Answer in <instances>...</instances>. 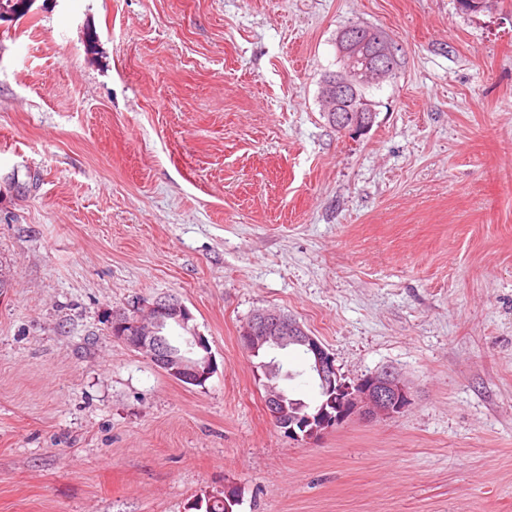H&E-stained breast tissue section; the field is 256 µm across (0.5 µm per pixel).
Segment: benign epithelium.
Returning <instances> with one entry per match:
<instances>
[{"label": "benign epithelium", "instance_id": "7a95c632", "mask_svg": "<svg viewBox=\"0 0 512 512\" xmlns=\"http://www.w3.org/2000/svg\"><path fill=\"white\" fill-rule=\"evenodd\" d=\"M370 36L350 27L337 38V57L340 67L323 82L324 114L328 123L344 136L359 137L366 134L376 121L373 109L349 108L358 92L378 86L388 78L393 54L389 40H378L371 54ZM192 316L185 305L175 297L154 301L135 315L117 313L112 329L121 332L120 340L130 348L145 354L151 362L173 378L185 382H205L212 373L205 339L189 326ZM178 323L189 333L183 343H173L162 334V326ZM242 349L254 355L265 344H297L310 351V367L326 388L327 407L305 421L288 426L293 437L314 439L332 427L358 415H380L395 418L412 404L409 383L392 368H383L366 375L355 384L341 381L332 355L324 343L295 318L276 309L256 312L241 330ZM200 349L204 354L198 355ZM284 394L265 387V406L276 427H281Z\"/></svg>", "mask_w": 512, "mask_h": 512}]
</instances>
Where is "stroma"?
<instances>
[{
    "label": "stroma",
    "mask_w": 512,
    "mask_h": 512,
    "mask_svg": "<svg viewBox=\"0 0 512 512\" xmlns=\"http://www.w3.org/2000/svg\"><path fill=\"white\" fill-rule=\"evenodd\" d=\"M358 22L399 45L338 137ZM0 512H512V0H32L0 20ZM179 299L205 385L112 336ZM295 317L395 419L273 427L239 335ZM351 26V27H350ZM349 25L337 38V57L340 67L323 82L324 114L328 123L344 136L360 137L366 134L376 121L377 112L373 109L358 107L354 110L349 105L363 89L378 86L388 78L389 69L397 65V58L390 60L393 54L389 40H378L371 54L365 58L370 46L371 36ZM392 69V71H393Z\"/></svg>",
    "instance_id": "35a3bbf8"
}]
</instances>
